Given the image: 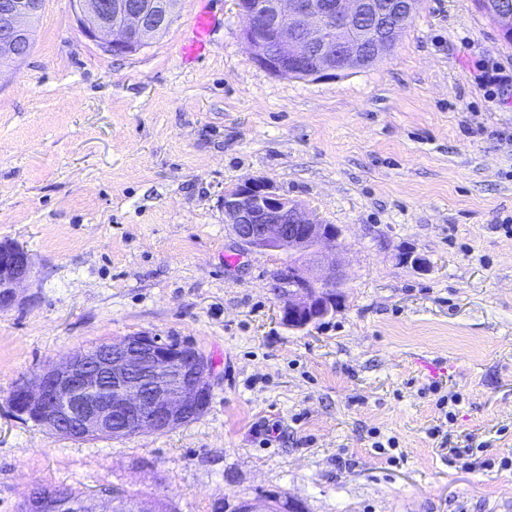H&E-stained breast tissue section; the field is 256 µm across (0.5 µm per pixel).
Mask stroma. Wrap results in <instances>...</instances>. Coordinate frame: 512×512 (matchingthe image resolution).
I'll return each mask as SVG.
<instances>
[{"instance_id": "stroma-1", "label": "stroma", "mask_w": 512, "mask_h": 512, "mask_svg": "<svg viewBox=\"0 0 512 512\" xmlns=\"http://www.w3.org/2000/svg\"><path fill=\"white\" fill-rule=\"evenodd\" d=\"M204 4L211 51L182 62ZM32 28L0 67V241L33 261L0 312V512L58 485L176 512L269 492L306 512H512V469L449 454L512 459V93L478 79L512 75V44L472 0H423L380 62L316 82L251 59L235 0H180L123 56L71 0H44ZM260 177L340 231L323 252L341 302L305 330L279 319L287 253L248 251L224 222L225 190ZM141 332L210 359L201 417L77 441L13 410L44 365Z\"/></svg>"}]
</instances>
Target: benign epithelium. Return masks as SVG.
I'll list each match as a JSON object with an SVG mask.
<instances>
[{"label": "benign epithelium", "instance_id": "1", "mask_svg": "<svg viewBox=\"0 0 512 512\" xmlns=\"http://www.w3.org/2000/svg\"><path fill=\"white\" fill-rule=\"evenodd\" d=\"M422 0H237L242 37L251 57L272 74L318 81L361 72L388 53L419 10ZM43 0H0V53L11 61L27 56L29 22ZM477 6L500 38L512 41V0H480ZM85 36L104 51H139L175 19L177 0H72ZM224 223L247 249L286 252L279 314L301 330L336 311L342 277L331 266L310 276L296 254L319 255L339 229L322 223L302 204L279 194L266 179H248L224 192ZM29 253L0 242V310L16 303V288L31 271ZM212 366L187 342L169 344L149 332L75 353L42 367L18 383L16 413L73 440L123 437L131 431L162 432L204 413L212 397ZM276 496L240 499L236 512H269ZM101 512H152L145 501L106 495ZM89 499L54 493L31 496L30 512H88Z\"/></svg>", "mask_w": 512, "mask_h": 512}]
</instances>
